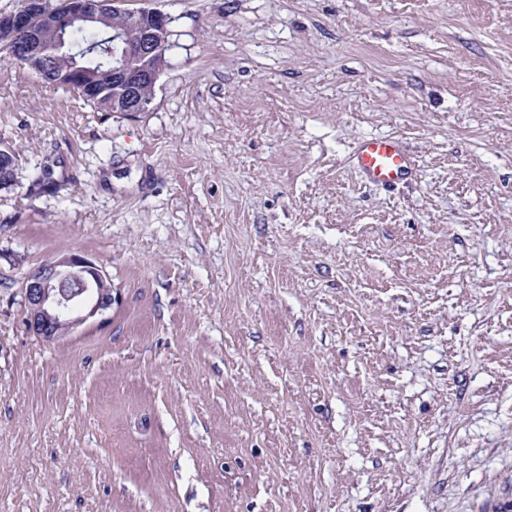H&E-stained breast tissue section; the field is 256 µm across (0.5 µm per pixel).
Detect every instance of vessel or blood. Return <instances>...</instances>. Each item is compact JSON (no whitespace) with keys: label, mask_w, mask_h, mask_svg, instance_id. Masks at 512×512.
Masks as SVG:
<instances>
[{"label":"vessel or blood","mask_w":512,"mask_h":512,"mask_svg":"<svg viewBox=\"0 0 512 512\" xmlns=\"http://www.w3.org/2000/svg\"><path fill=\"white\" fill-rule=\"evenodd\" d=\"M354 164L368 182L388 187L406 180L415 168L413 156L393 136L360 140L354 150Z\"/></svg>","instance_id":"vessel-or-blood-1"}]
</instances>
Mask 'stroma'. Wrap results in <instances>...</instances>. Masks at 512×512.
<instances>
[{"label":"stroma","instance_id":"1","mask_svg":"<svg viewBox=\"0 0 512 512\" xmlns=\"http://www.w3.org/2000/svg\"><path fill=\"white\" fill-rule=\"evenodd\" d=\"M141 1L149 111L0 52V512L512 500V0ZM383 135L407 186L352 166ZM69 252L116 301L45 342ZM354 164L370 183L395 186L415 168L413 156L398 137H370L360 140L354 150ZM13 155L11 147L0 146V190L10 189L18 184L19 168ZM70 284L76 288H66ZM113 291L109 274L86 255L53 256L23 281L27 331L47 342L66 337L111 309Z\"/></svg>","mask_w":512,"mask_h":512}]
</instances>
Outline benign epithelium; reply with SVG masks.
Listing matches in <instances>:
<instances>
[{"label": "benign epithelium", "instance_id": "7a95c632", "mask_svg": "<svg viewBox=\"0 0 512 512\" xmlns=\"http://www.w3.org/2000/svg\"><path fill=\"white\" fill-rule=\"evenodd\" d=\"M119 12L115 0H58L54 7L46 0H23L15 10L0 14V49L45 82L78 87L123 112H146L141 90L155 86L164 65L169 23L165 13L140 8L125 26L113 30L111 72L105 78L58 66L60 57L74 49L63 37V27L87 21L110 25L112 14ZM13 155L11 147L0 146V190L18 184ZM22 294L28 333L47 342L72 334L116 301L109 274L77 252L56 255L30 271Z\"/></svg>", "mask_w": 512, "mask_h": 512}]
</instances>
